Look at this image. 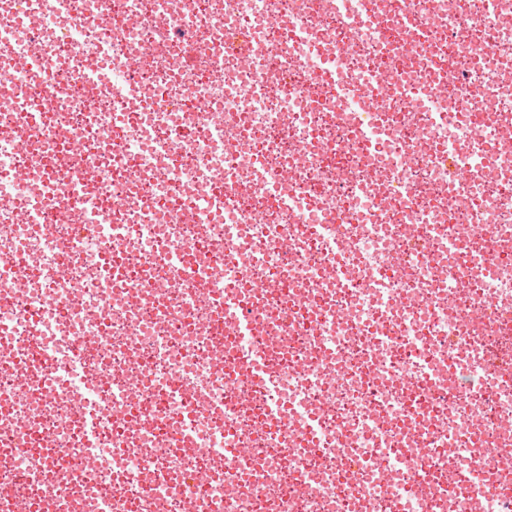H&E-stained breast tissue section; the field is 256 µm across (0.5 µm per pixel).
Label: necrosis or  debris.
<instances>
[{
  "label": "necrosis or debris",
  "mask_w": 512,
  "mask_h": 512,
  "mask_svg": "<svg viewBox=\"0 0 512 512\" xmlns=\"http://www.w3.org/2000/svg\"><path fill=\"white\" fill-rule=\"evenodd\" d=\"M358 2L0 0V512H512V0Z\"/></svg>",
  "instance_id": "necrosis-or-debris-1"
}]
</instances>
